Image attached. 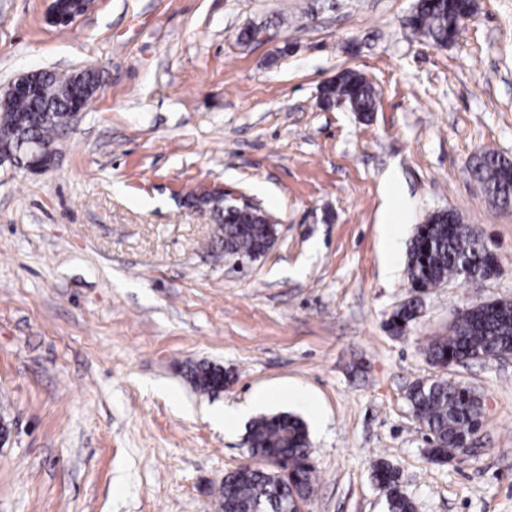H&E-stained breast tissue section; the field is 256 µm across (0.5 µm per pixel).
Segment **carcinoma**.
Segmentation results:
<instances>
[{"label":"carcinoma","mask_w":512,"mask_h":512,"mask_svg":"<svg viewBox=\"0 0 512 512\" xmlns=\"http://www.w3.org/2000/svg\"><path fill=\"white\" fill-rule=\"evenodd\" d=\"M473 0H418L408 25L417 34L445 45L454 40L463 23L473 13ZM76 76L52 73L45 101L10 98L0 104V139L15 151L24 152V138L34 137L53 142L59 129L41 120L39 110L49 102L64 107L71 102ZM322 100L327 106L345 105L365 117L376 108L374 87L361 75L343 71L323 87ZM23 116L30 121L27 132L16 133L14 123ZM474 178L485 195L504 205L512 203V160L495 153L475 158ZM214 223L218 224L215 244L230 257L259 258L275 239V225L254 207L232 214L224 211V203L206 204ZM498 261L484 241L463 223L459 214L448 211L429 215L418 225L407 254V279L416 292L434 288L449 278L461 277L465 271L489 278L498 272ZM420 306L410 302L393 314L391 326L397 333L418 318ZM427 361L445 367L467 360H481L495 352H512V302L495 301L489 305H472L459 314L448 328V335L430 341L422 348ZM196 388L203 392L224 387V370L217 366L199 365L189 369ZM408 402L422 432L434 443L429 456L438 459L446 453L452 457L462 452L475 428L479 427L481 403L471 388L431 378L408 390ZM248 442L252 457L277 459L288 469V476L273 473L264 465L244 467L224 479L219 491L222 512H289L293 497L311 496L313 465L304 423L288 413L261 416L252 421ZM374 478L386 496L388 512H416L413 499L403 489L399 472L390 464H375Z\"/></svg>","instance_id":"1"}]
</instances>
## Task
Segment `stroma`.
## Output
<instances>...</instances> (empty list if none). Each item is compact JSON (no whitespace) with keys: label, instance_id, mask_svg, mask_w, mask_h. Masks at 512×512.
<instances>
[{"label":"stroma","instance_id":"35a3bbf8","mask_svg":"<svg viewBox=\"0 0 512 512\" xmlns=\"http://www.w3.org/2000/svg\"><path fill=\"white\" fill-rule=\"evenodd\" d=\"M416 2L92 0L57 26L52 0H0V92L39 69L101 79L53 168L0 166V512H220L248 424L211 416L262 392L254 416L308 427V512H387L379 460L416 512H512V358L441 371L421 352L472 300L512 301V205L471 173L512 158V0H474L446 46L408 27ZM345 70L375 87L370 119L324 106ZM203 186L271 218L265 255L213 251L183 203ZM449 210L499 272L414 293L407 248ZM198 364L223 391L192 386ZM438 374L483 401L476 452L444 465L407 401ZM196 388L203 392L219 391L224 387V370L217 366L199 365L188 371Z\"/></svg>","mask_w":512,"mask_h":512}]
</instances>
